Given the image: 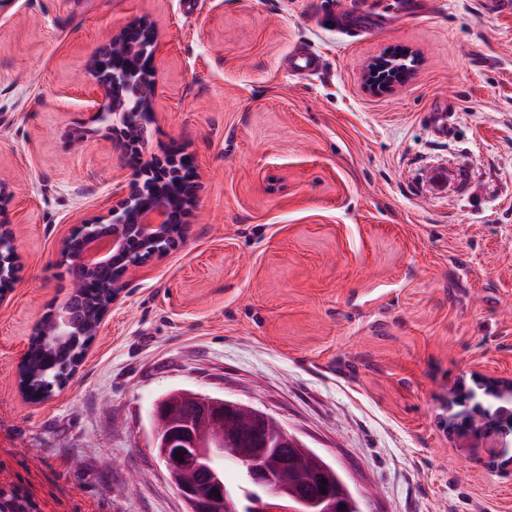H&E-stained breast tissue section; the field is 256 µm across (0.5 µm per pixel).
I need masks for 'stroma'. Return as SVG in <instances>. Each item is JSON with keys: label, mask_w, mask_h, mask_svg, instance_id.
Wrapping results in <instances>:
<instances>
[{"label": "stroma", "mask_w": 512, "mask_h": 512, "mask_svg": "<svg viewBox=\"0 0 512 512\" xmlns=\"http://www.w3.org/2000/svg\"><path fill=\"white\" fill-rule=\"evenodd\" d=\"M338 0H6L0 180L23 256L0 303V483L41 512H185L152 447L173 389L273 416L346 480L362 512H512V419L448 429V399L512 381V15L483 0H348L367 30L319 24ZM160 36L145 157L201 183L184 243L128 274L61 390L30 401L31 325L71 292L58 241L135 169L96 132V47ZM310 47L322 74L300 77ZM421 64L362 81L388 50ZM447 112L437 135L432 115ZM323 67L320 57L311 49L296 51L288 60V71L296 75L312 76ZM391 56H393V59L408 60L411 58L410 62L412 59L414 60L410 66L405 64L404 67L400 66L397 68L392 67L393 61L390 59ZM416 64L417 58L409 49H402L396 54L390 52L388 55L373 60L368 65L365 74L366 85L374 92L389 91L395 84L406 81L411 74L409 69Z\"/></svg>", "instance_id": "1"}]
</instances>
